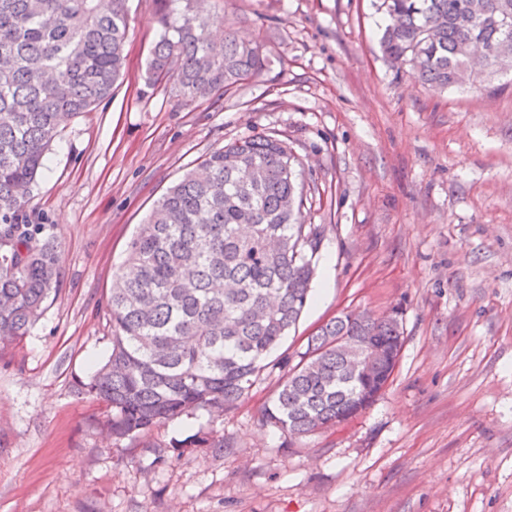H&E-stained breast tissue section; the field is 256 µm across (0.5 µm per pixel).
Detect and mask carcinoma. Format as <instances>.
<instances>
[{
  "label": "carcinoma",
  "mask_w": 512,
  "mask_h": 512,
  "mask_svg": "<svg viewBox=\"0 0 512 512\" xmlns=\"http://www.w3.org/2000/svg\"><path fill=\"white\" fill-rule=\"evenodd\" d=\"M146 80L188 100L222 95L262 69L256 47L213 19L160 0ZM384 54L444 89L472 69L511 71L512 0H383ZM126 0H0V351L23 340L61 292L53 240L26 206L64 124L95 110L123 76ZM297 159L271 135L208 155L156 202L128 245L107 301L111 350L78 394L105 404L101 435L140 442L162 422L235 407L268 368H287L261 421L302 437L368 408L396 364L373 380L347 370L336 341L357 336L399 358L397 322L334 317L307 337L298 362L267 361L306 307L319 225L301 222ZM181 448L224 450V436Z\"/></svg>",
  "instance_id": "obj_1"
}]
</instances>
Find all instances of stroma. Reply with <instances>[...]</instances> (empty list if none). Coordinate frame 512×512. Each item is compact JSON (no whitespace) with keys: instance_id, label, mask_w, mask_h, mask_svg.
<instances>
[{"instance_id":"obj_1","label":"stroma","mask_w":512,"mask_h":512,"mask_svg":"<svg viewBox=\"0 0 512 512\" xmlns=\"http://www.w3.org/2000/svg\"><path fill=\"white\" fill-rule=\"evenodd\" d=\"M382 0H194L266 66L221 98L147 85L157 0H128L126 69L72 119L31 191L62 291L0 352V512H512V72L437 91L379 39ZM271 134L299 162L323 237L310 300L277 355L346 311L399 310L377 400L300 438L263 425L268 369L223 417L113 443L77 395L108 355L104 316L138 224L209 153ZM223 435L226 449L175 442Z\"/></svg>"}]
</instances>
